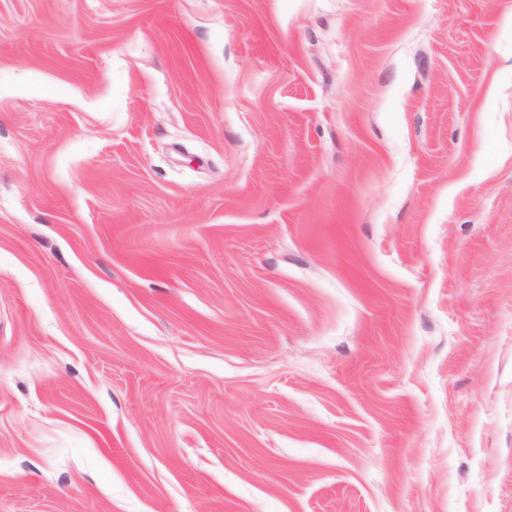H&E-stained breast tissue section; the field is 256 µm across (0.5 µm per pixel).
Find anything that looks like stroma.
<instances>
[{
  "mask_svg": "<svg viewBox=\"0 0 512 512\" xmlns=\"http://www.w3.org/2000/svg\"><path fill=\"white\" fill-rule=\"evenodd\" d=\"M512 0H0V512H512Z\"/></svg>",
  "mask_w": 512,
  "mask_h": 512,
  "instance_id": "obj_1",
  "label": "stroma"
}]
</instances>
